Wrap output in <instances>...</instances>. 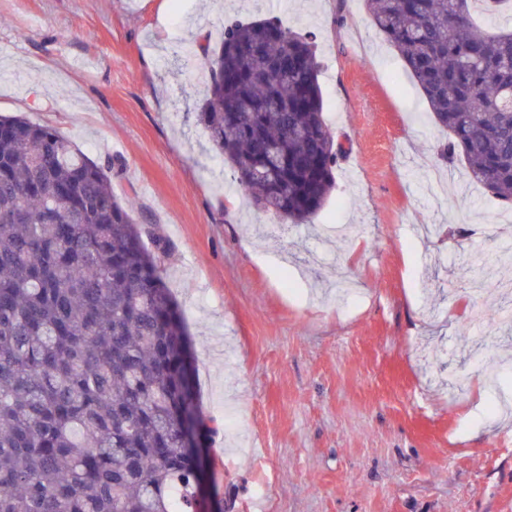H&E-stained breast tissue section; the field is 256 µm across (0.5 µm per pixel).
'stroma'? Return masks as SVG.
Returning a JSON list of instances; mask_svg holds the SVG:
<instances>
[{
    "label": "stroma",
    "mask_w": 512,
    "mask_h": 512,
    "mask_svg": "<svg viewBox=\"0 0 512 512\" xmlns=\"http://www.w3.org/2000/svg\"><path fill=\"white\" fill-rule=\"evenodd\" d=\"M312 35L345 153L284 224L236 189L195 112L226 18ZM0 115L55 128L171 245L224 512H512V295L472 264L512 222L440 160L447 134L362 0H0ZM484 226L483 236L465 229Z\"/></svg>",
    "instance_id": "obj_1"
}]
</instances>
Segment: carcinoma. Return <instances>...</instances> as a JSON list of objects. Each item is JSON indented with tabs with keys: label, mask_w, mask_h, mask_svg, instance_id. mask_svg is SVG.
Returning <instances> with one entry per match:
<instances>
[{
	"label": "carcinoma",
	"mask_w": 512,
	"mask_h": 512,
	"mask_svg": "<svg viewBox=\"0 0 512 512\" xmlns=\"http://www.w3.org/2000/svg\"><path fill=\"white\" fill-rule=\"evenodd\" d=\"M477 2L503 22L480 26ZM364 4L448 132L439 156L511 206L512 0ZM201 63L198 121L241 195L308 223L343 154L310 38L234 20ZM121 166L0 116V512H203L209 427L159 266L170 247L112 193Z\"/></svg>",
	"instance_id": "1"
}]
</instances>
